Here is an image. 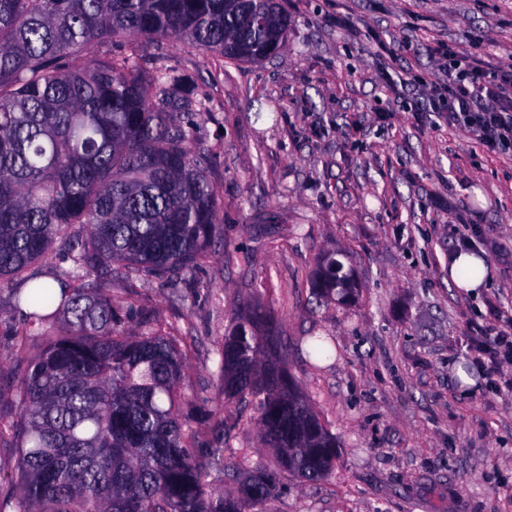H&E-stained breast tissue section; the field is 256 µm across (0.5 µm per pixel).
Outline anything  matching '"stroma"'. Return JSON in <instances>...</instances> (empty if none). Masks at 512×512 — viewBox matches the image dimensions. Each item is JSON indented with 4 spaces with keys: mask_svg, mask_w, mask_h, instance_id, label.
Returning a JSON list of instances; mask_svg holds the SVG:
<instances>
[{
    "mask_svg": "<svg viewBox=\"0 0 512 512\" xmlns=\"http://www.w3.org/2000/svg\"><path fill=\"white\" fill-rule=\"evenodd\" d=\"M291 18L280 53L230 64L164 42L198 86L200 137L215 157L222 236L202 266L164 284L115 272L140 333L189 346L181 389L185 430L194 406L231 423L232 489L251 464L271 461L251 405L225 400L218 350L233 319L269 309L288 367L340 445L332 476L281 475L266 512H512V392L470 351L498 304L512 316V151L492 153L459 129L419 121L429 85L446 80L444 42L471 54L484 38L492 62L512 65V0H281ZM340 18L349 27L337 26ZM407 85L397 88L399 72ZM497 243L491 284L448 280L459 225ZM341 250L359 284L347 304H321L309 276ZM328 337L332 357L307 353ZM468 365L473 386L454 371Z\"/></svg>",
    "mask_w": 512,
    "mask_h": 512,
    "instance_id": "obj_1",
    "label": "stroma"
}]
</instances>
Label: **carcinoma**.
I'll list each match as a JSON object with an SVG mask.
<instances>
[{"instance_id":"obj_1","label":"carcinoma","mask_w":512,"mask_h":512,"mask_svg":"<svg viewBox=\"0 0 512 512\" xmlns=\"http://www.w3.org/2000/svg\"><path fill=\"white\" fill-rule=\"evenodd\" d=\"M288 27L279 0H0V288L19 342L0 367L15 407L0 441L16 448L18 485L0 512H257L281 474L333 472L336 436L288 401L297 381L265 363L257 328L272 316L256 307L224 334L219 364L224 396L251 403L264 439L281 442L277 468L255 463L233 494L209 486L210 471L230 472L224 419L201 409L185 433L186 352L132 335L130 298L101 287L114 268L176 281L219 232L213 150L196 138L213 115L160 45L259 62ZM99 42L112 53L73 65ZM50 255L68 264L56 288L28 273ZM335 262L320 256L311 275L322 302L355 292Z\"/></svg>"}]
</instances>
